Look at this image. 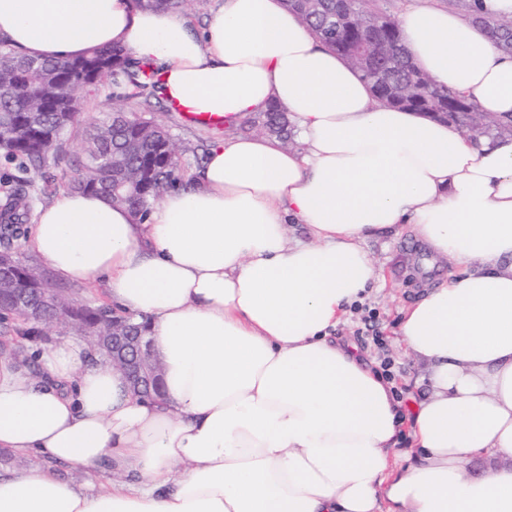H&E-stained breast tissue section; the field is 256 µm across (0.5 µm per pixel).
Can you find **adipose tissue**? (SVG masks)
I'll return each mask as SVG.
<instances>
[{"instance_id": "ef3b65f1", "label": "adipose tissue", "mask_w": 512, "mask_h": 512, "mask_svg": "<svg viewBox=\"0 0 512 512\" xmlns=\"http://www.w3.org/2000/svg\"><path fill=\"white\" fill-rule=\"evenodd\" d=\"M399 25L438 86L512 113V55L478 25L426 5ZM0 34L46 59L123 47L189 111L273 104L305 146L212 144L142 222L83 191L39 211L31 244L55 275L147 322L163 394L133 396L78 337L40 353L41 381L0 354V449L47 464L0 475V512H512V134L378 101L282 0H223L200 32L130 0H0ZM406 224L457 268L401 312L427 380L407 411L332 336L379 279L365 242Z\"/></svg>"}]
</instances>
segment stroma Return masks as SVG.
<instances>
[{
  "label": "stroma",
  "instance_id": "35a3bbf8",
  "mask_svg": "<svg viewBox=\"0 0 512 512\" xmlns=\"http://www.w3.org/2000/svg\"><path fill=\"white\" fill-rule=\"evenodd\" d=\"M112 92V85L105 82L84 93L80 122L66 136L62 155H49L41 174L32 178L34 209L52 203L66 191L76 165L83 158L82 137L102 119ZM151 116L173 135L178 146V168L186 178L193 176L202 164L201 143L211 144L238 133L233 125L219 129L188 125L177 113L159 107L154 108ZM366 249L378 268L379 280L369 289L358 309L348 311L337 326L336 334L355 345L359 354L372 365L390 359L396 395L407 405L424 391L420 381L424 369L397 342L400 311L419 299L424 287L446 280L452 267L448 261L434 257L408 227L399 235L369 240Z\"/></svg>",
  "mask_w": 512,
  "mask_h": 512
}]
</instances>
